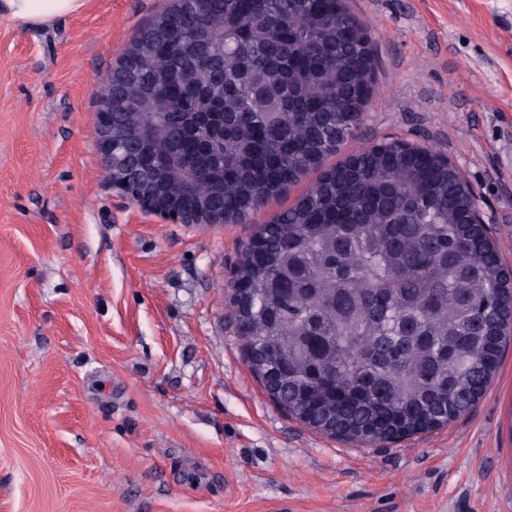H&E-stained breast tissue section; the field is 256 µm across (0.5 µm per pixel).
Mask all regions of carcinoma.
Listing matches in <instances>:
<instances>
[{"mask_svg": "<svg viewBox=\"0 0 512 512\" xmlns=\"http://www.w3.org/2000/svg\"><path fill=\"white\" fill-rule=\"evenodd\" d=\"M223 22L188 59L181 17ZM367 30L346 0H180L176 19L127 71L145 105L114 108L182 145L212 206L241 220L351 135L374 81ZM224 113V139L189 124ZM157 175L147 143L121 146ZM322 176L297 204L255 229L235 278L250 290L239 336L276 375L277 403L301 422L361 443L412 435L467 412L488 384L507 337L497 313L512 304L489 240L461 223L459 174L372 147Z\"/></svg>", "mask_w": 512, "mask_h": 512, "instance_id": "cac0c4a2", "label": "carcinoma"}]
</instances>
